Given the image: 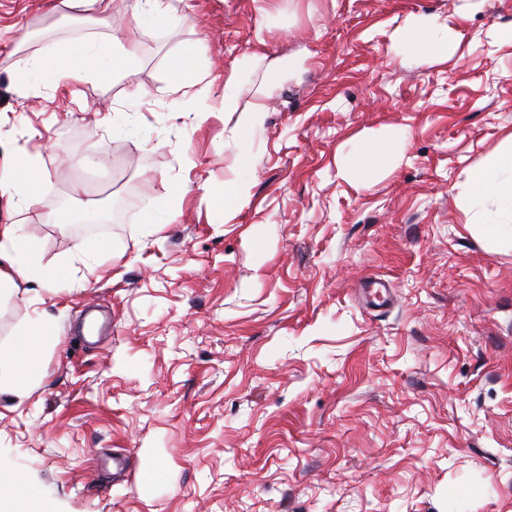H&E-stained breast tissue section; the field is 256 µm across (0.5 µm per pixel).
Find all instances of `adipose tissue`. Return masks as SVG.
<instances>
[{"label":"adipose tissue","instance_id":"1","mask_svg":"<svg viewBox=\"0 0 512 512\" xmlns=\"http://www.w3.org/2000/svg\"><path fill=\"white\" fill-rule=\"evenodd\" d=\"M165 9L163 0H133L131 14L134 23L123 37L107 41L90 40L69 54L58 52L32 56L24 70L50 81L67 78L86 82L103 72L104 68H126L138 44L142 29L157 23ZM399 52L425 59L453 54L454 44L447 28L434 19L417 15L409 19L396 38ZM398 145L395 135L385 134L362 141L344 156L340 172L344 177L357 179L366 176L375 166L392 161ZM494 199L499 217L489 222V233H505L512 229V145L504 147L486 166L473 170L468 177L466 205L483 199ZM48 281L50 274L44 271L36 249L27 244L14 224L0 225V289L9 290L15 276ZM44 330L42 325L28 327L14 354V373L7 385V393L16 399L26 397L30 382L36 375V365ZM0 512H56L52 503L23 476H15L9 482L0 483Z\"/></svg>","mask_w":512,"mask_h":512}]
</instances>
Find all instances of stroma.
Wrapping results in <instances>:
<instances>
[{
  "instance_id": "35a3bbf8",
  "label": "stroma",
  "mask_w": 512,
  "mask_h": 512,
  "mask_svg": "<svg viewBox=\"0 0 512 512\" xmlns=\"http://www.w3.org/2000/svg\"><path fill=\"white\" fill-rule=\"evenodd\" d=\"M127 5L95 28L0 0V168L22 151L40 167L37 203L0 197V224L54 277L0 294V352L46 328L27 396H0V472L58 512H512V236L484 234L492 201L463 204L512 139V0H165L127 69L20 79L29 54L122 35ZM417 14L453 56L398 53ZM393 130L403 159L340 175L351 142ZM243 117L239 120V157L241 175L234 181L224 184V210L225 214L242 207L249 192V180L246 177L249 167V155L247 152L248 143L255 137L264 122V112L260 109L244 111Z\"/></svg>"
}]
</instances>
